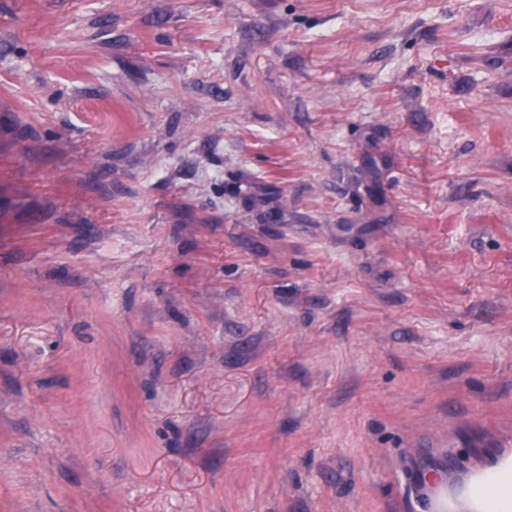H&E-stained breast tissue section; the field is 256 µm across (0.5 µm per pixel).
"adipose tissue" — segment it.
Wrapping results in <instances>:
<instances>
[{
  "instance_id": "1",
  "label": "adipose tissue",
  "mask_w": 512,
  "mask_h": 512,
  "mask_svg": "<svg viewBox=\"0 0 512 512\" xmlns=\"http://www.w3.org/2000/svg\"><path fill=\"white\" fill-rule=\"evenodd\" d=\"M437 512H512V453L474 471L456 498L439 493Z\"/></svg>"
}]
</instances>
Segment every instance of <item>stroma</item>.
<instances>
[{"instance_id": "stroma-1", "label": "stroma", "mask_w": 512, "mask_h": 512, "mask_svg": "<svg viewBox=\"0 0 512 512\" xmlns=\"http://www.w3.org/2000/svg\"><path fill=\"white\" fill-rule=\"evenodd\" d=\"M512 453V0H0V512H431Z\"/></svg>"}]
</instances>
